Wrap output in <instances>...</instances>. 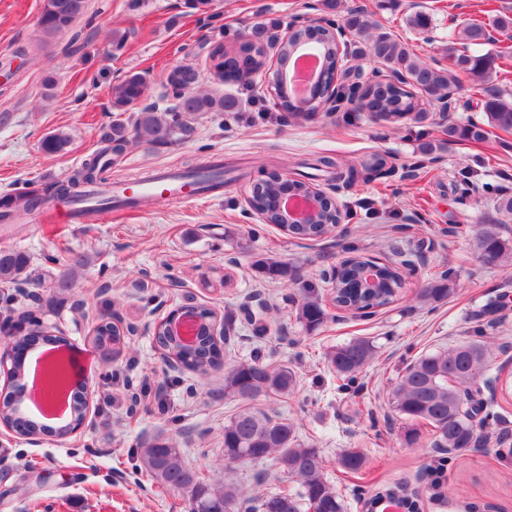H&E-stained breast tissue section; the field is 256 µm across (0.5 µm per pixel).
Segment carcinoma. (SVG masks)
<instances>
[{"instance_id": "obj_1", "label": "carcinoma", "mask_w": 512, "mask_h": 512, "mask_svg": "<svg viewBox=\"0 0 512 512\" xmlns=\"http://www.w3.org/2000/svg\"><path fill=\"white\" fill-rule=\"evenodd\" d=\"M87 0H44L39 26L47 37L65 32L84 15ZM339 26L359 37L354 46V56H369L386 67V72L404 78L400 83L377 81L368 86L365 96L369 104L378 109L377 119L396 123L409 118L419 123L427 116V109L419 103L414 91H446L463 73L482 84L494 69L495 54L479 53L476 48L489 44L487 29L481 22L466 24L458 37L457 45L448 48L447 68L432 67L420 60L409 46L392 33L387 32L364 11L350 10L341 17ZM275 47L279 56L286 54L288 46L281 39L273 24L257 23L241 35L236 49L224 50L216 67L222 68L238 58H245L252 70L265 66L267 49ZM343 56L331 53L323 67L327 78L340 73L339 90L358 86L360 74L351 67L342 68ZM201 75L192 64L180 67L177 77L167 76V84L177 103L166 113L159 114L152 108L137 113L133 123L118 122L106 132V152L112 158L120 157L129 144L130 136L144 138L150 143L165 144L176 134L187 136L190 127L181 114L196 112H234L237 101L224 96L197 93ZM147 89L143 75L132 74L112 86V106L121 111L141 99ZM485 119L468 120L463 124L450 123L443 129L448 144L461 141L479 143L486 140L489 128L512 133V99L499 92H489L483 104ZM97 152L85 160L70 178L55 183L40 195L34 191H19L0 198V223L14 224L49 200L73 202L89 195L99 196V204H112L108 196L112 183L107 173L110 163ZM280 185L268 182L252 192L251 208L260 214L267 224H279L273 201ZM323 223L299 228L295 233L305 238H318L330 227L344 219L338 209L323 208ZM474 251L488 265H495L506 254V243L500 235L499 225L485 224L473 241ZM370 259L353 255L343 261L339 274L332 276L334 301L338 307L362 310L369 306H383L396 296L401 288L399 272L386 265L376 264L382 287L367 292L358 287L363 264ZM262 271L291 281L298 280L297 268L286 263L272 262ZM30 257L19 249L0 251V282L20 284L31 280ZM446 282L429 283L419 294L424 303H435L450 293ZM305 298L297 319L309 330L325 322L327 315L318 294L313 288L304 289ZM120 329L103 321L95 329L94 344L110 357L119 353ZM158 340L167 351L181 361L184 368L198 375H207L211 369H224V399L242 400L249 391L252 397L262 393L287 395L295 383V374L285 365H273L258 358L241 360L224 366L225 345L210 338L202 339L193 349H182L164 337V328L157 330ZM499 347L484 340H472L456 347L425 353L410 362L390 391L394 410L406 421L407 440L411 443L420 437L419 427L427 426L434 437L433 444L448 454H462L479 442H487L484 433L489 417L501 419L491 405L482 401L471 410L460 412V406L480 391L478 379L495 366ZM377 354L373 341L356 337L337 345L328 355V363L336 378L352 383L368 368ZM143 463L164 489L178 492L187 498L190 512H242L251 502H259L257 512H347L343 494L327 476V462L321 451L301 439L294 421L279 412L268 414L260 409L245 407L224 423V457H245L248 461L262 464L278 472L296 478L299 490L286 489L247 496L242 484L230 478L218 486L199 473L188 469L180 460L179 449L169 442L158 440L140 449ZM340 468L357 472L365 466V457L358 450L346 452L339 459ZM401 496L407 512H419V502L407 489V483L397 482L384 486L376 495Z\"/></svg>"}]
</instances>
